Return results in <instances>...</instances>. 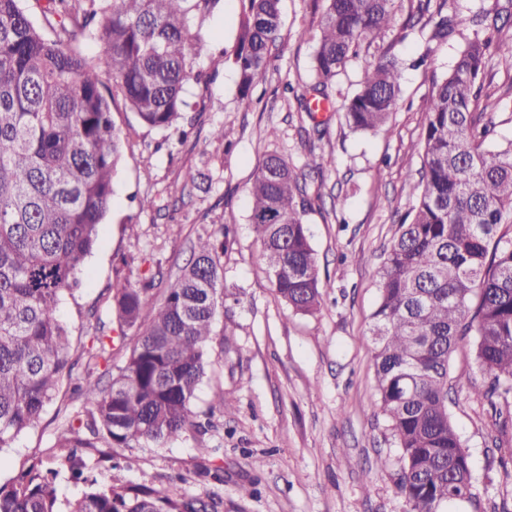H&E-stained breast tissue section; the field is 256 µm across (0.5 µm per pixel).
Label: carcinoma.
Listing matches in <instances>:
<instances>
[{"label": "carcinoma", "mask_w": 512, "mask_h": 512, "mask_svg": "<svg viewBox=\"0 0 512 512\" xmlns=\"http://www.w3.org/2000/svg\"><path fill=\"white\" fill-rule=\"evenodd\" d=\"M0 0V449L35 428L69 377L62 297L77 290L112 206L123 133L112 118L120 96L141 123L187 139L186 96L200 83L203 39L193 32L218 0ZM236 44L228 56L238 76V103L277 48L280 0H238ZM324 3L313 34L311 98L331 100L336 79L361 40L393 25L397 0H314ZM465 0H418L430 14V41L445 42ZM512 17V0L469 17L471 34L427 102L423 166L416 200L400 222L383 265L371 332L380 408L399 448L397 488L408 512H445L473 499L468 453L448 415V361L471 336L478 365L492 378L486 391L512 394V142L490 150L492 133L479 110L490 48L512 59V40L496 37ZM101 25V50L85 52L89 27ZM402 63L382 55L343 104L355 132L383 127L401 94ZM310 202L303 174L288 157L265 154L250 187L248 220L263 246L277 298L295 313L322 302L321 280L305 222ZM224 238L219 227L198 238L193 256L148 319L142 309L155 277L133 284L115 270L112 310L121 336L97 322L75 390L87 419L57 436L56 447L81 465L72 476L88 491L68 512H218L219 502L159 490L95 488L86 449L162 447L190 430L192 405L209 366L208 346L224 308ZM126 358L106 388L93 377L112 347ZM59 471L32 467L0 483V512H62Z\"/></svg>", "instance_id": "1"}]
</instances>
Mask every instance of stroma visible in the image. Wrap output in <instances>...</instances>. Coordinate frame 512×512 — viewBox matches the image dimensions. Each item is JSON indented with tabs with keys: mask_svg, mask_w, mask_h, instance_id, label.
Segmentation results:
<instances>
[{
	"mask_svg": "<svg viewBox=\"0 0 512 512\" xmlns=\"http://www.w3.org/2000/svg\"><path fill=\"white\" fill-rule=\"evenodd\" d=\"M416 7L417 0H403L384 40L362 46L336 78L340 104L356 90L371 54L385 51L406 61L398 106L374 132H351L340 112L328 111L326 130L318 134L297 110L315 52L306 35L319 20L312 0H281L278 50L253 90L250 110L239 108L236 74L224 60L235 42L238 0H219L198 29L207 45L201 66L210 80L187 86L198 107L187 115L192 132L186 140L164 138L140 124L123 101L113 103V119L128 139L112 208L78 290L65 295L57 315L68 327L73 354L83 355L97 321L112 317L116 273L133 281L155 275L151 301L160 303L198 237L215 225L229 226L224 286L232 294L225 306L234 333L211 343V365L194 408L206 409L224 392L234 397L235 409L223 427L190 432L163 447L119 448L111 461L90 452L99 485L165 489L179 476L187 495L219 496L220 512H407L396 488L397 467L375 469L378 457L397 458L398 450L380 409L370 328L387 251L413 204L428 97L471 32L463 19L448 42L425 43ZM483 92L496 143L511 141L512 60L489 52ZM217 126L224 129L220 142L211 137ZM303 126L311 130L305 139ZM272 129L277 139L269 138ZM272 151L299 167L311 154L333 159L331 168L307 176L312 209L305 220L323 295L313 314L292 312L277 299L248 222L255 166ZM190 169L200 173L193 186L184 183ZM146 194L156 196L157 210H138L136 199ZM130 216L139 225L135 239L122 231ZM487 382L471 340H464L448 363V413L470 455L474 501L448 512L512 508V484L504 479L512 469V407L494 412L477 394ZM82 410V396L62 383L40 424L0 450V482L42 464L60 469L61 500L79 496L84 486L71 479V464L55 442ZM254 480L258 495H242V486Z\"/></svg>",
	"mask_w": 512,
	"mask_h": 512,
	"instance_id": "obj_1",
	"label": "stroma"
}]
</instances>
